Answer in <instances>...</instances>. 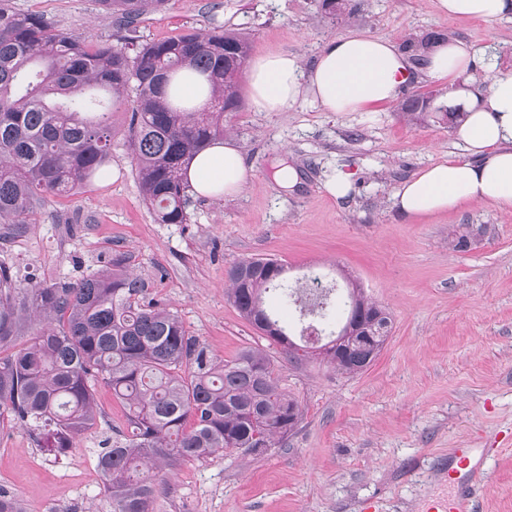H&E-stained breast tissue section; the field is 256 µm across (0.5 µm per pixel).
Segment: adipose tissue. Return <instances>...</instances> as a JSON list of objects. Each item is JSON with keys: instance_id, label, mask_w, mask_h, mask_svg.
<instances>
[{"instance_id": "ef3b65f1", "label": "adipose tissue", "mask_w": 512, "mask_h": 512, "mask_svg": "<svg viewBox=\"0 0 512 512\" xmlns=\"http://www.w3.org/2000/svg\"><path fill=\"white\" fill-rule=\"evenodd\" d=\"M442 13L492 22L512 17V0H438ZM482 49L464 41L435 46L426 72L448 84V104L459 108L454 138L463 157L429 166L395 193L401 213L418 217L454 209L464 202L512 207V73L491 72L488 88L471 71ZM413 77L407 58L387 38L350 32L330 40L315 65L303 70L285 52L256 58L249 88L264 112H281L309 98L327 112H362L392 100ZM188 181L196 195L239 193L248 180L243 155L233 140L207 147L190 162Z\"/></svg>"}]
</instances>
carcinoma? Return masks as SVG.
<instances>
[{
    "mask_svg": "<svg viewBox=\"0 0 512 512\" xmlns=\"http://www.w3.org/2000/svg\"><path fill=\"white\" fill-rule=\"evenodd\" d=\"M116 35L90 44L43 16L0 0V224H33L49 196L67 197L104 174L112 112L130 113L128 149L143 201L159 224H186L185 175L191 159L224 139V113L241 105L240 79L251 41L210 18L206 29L138 43L139 25L167 0H96ZM358 0H322L334 16L353 14ZM201 75L200 107L173 99L184 68ZM469 232L448 231V248L463 251ZM273 258L239 261L227 272L240 316L295 356L289 332L263 308L279 288L310 306L320 338L306 344L342 374L365 371L380 355L392 317L357 285L347 288L346 328L325 323L330 293L283 284ZM145 282L121 269L76 282L44 284L0 264V426H21L41 447L61 455L97 420L95 385L103 383L127 409V430L98 453L112 512H151L157 489L143 468H174L218 451L259 455L283 441L302 417L298 399L281 386L266 352L246 348L221 361L189 335L179 317L144 304ZM43 327L16 347L25 316Z\"/></svg>",
    "mask_w": 512,
    "mask_h": 512,
    "instance_id": "carcinoma-1",
    "label": "carcinoma"
}]
</instances>
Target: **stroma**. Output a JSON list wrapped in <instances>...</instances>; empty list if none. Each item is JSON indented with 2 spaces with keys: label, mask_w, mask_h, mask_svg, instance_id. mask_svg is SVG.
Segmentation results:
<instances>
[{
  "label": "stroma",
  "mask_w": 512,
  "mask_h": 512,
  "mask_svg": "<svg viewBox=\"0 0 512 512\" xmlns=\"http://www.w3.org/2000/svg\"><path fill=\"white\" fill-rule=\"evenodd\" d=\"M89 42L111 38L95 0H12ZM245 30L252 56L281 51L311 68L324 45L350 30L404 48L439 31L488 48L472 74L486 86V64L512 72V19L451 17L437 0H360L354 16H331L318 0H168L141 24L151 41L207 27L211 14ZM241 106L224 115L250 177L235 196H192L186 224L155 223L128 158V115H112L115 135L104 178L67 197L48 198L36 223L0 239V263L38 281H75L111 269L146 284L217 358L263 349L295 395L302 420L266 454L218 452L175 469H156L153 512H427L455 495V466L493 454L477 493L478 512H512V208L463 203L411 218L395 191L422 168L459 156L453 124L410 123L402 109L424 97L444 104L447 83L416 71L396 97L364 112H326L302 101L261 112L241 81ZM293 165L299 181L281 189L275 170ZM354 174L345 197L324 184ZM466 224V250L448 248L449 228ZM272 257L289 277H351L392 315L378 359L346 375L316 358L289 361L227 296V270L241 259ZM99 415L66 454L40 448L26 428L0 430V490L23 512H112L97 466L103 441L126 424L110 387L95 389Z\"/></svg>",
  "instance_id": "stroma-1"
}]
</instances>
